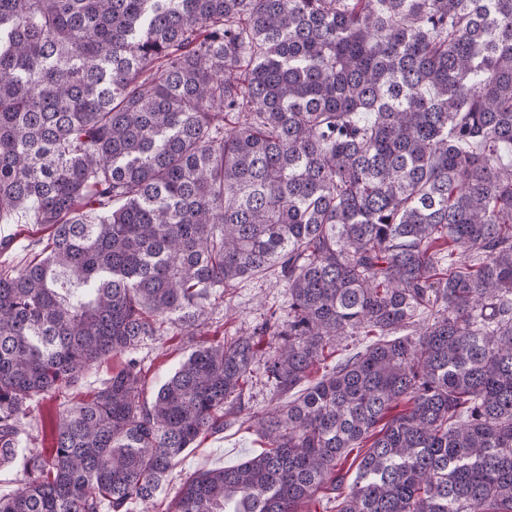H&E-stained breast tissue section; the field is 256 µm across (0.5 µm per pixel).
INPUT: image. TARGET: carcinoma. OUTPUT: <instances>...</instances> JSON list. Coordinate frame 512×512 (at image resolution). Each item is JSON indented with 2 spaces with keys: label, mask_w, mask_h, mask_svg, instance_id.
Listing matches in <instances>:
<instances>
[{
  "label": "carcinoma",
  "mask_w": 512,
  "mask_h": 512,
  "mask_svg": "<svg viewBox=\"0 0 512 512\" xmlns=\"http://www.w3.org/2000/svg\"><path fill=\"white\" fill-rule=\"evenodd\" d=\"M512 0H0V466L29 403L279 271L288 313L136 359L55 416L0 512L150 508L246 410L266 450L170 512H512ZM458 259L443 266L440 246ZM377 340L295 394L326 353ZM408 408L396 413L400 403ZM43 236V229L37 224H1L0 241L12 239L8 253H0V266L12 270L19 269L39 250L38 239ZM267 341L260 344L261 352L258 356V360L253 367V373L251 378L244 387V401L246 406L251 408V411H260L273 405L275 401H272L273 388L266 382L264 376L263 364L268 352Z\"/></svg>",
  "instance_id": "obj_1"
}]
</instances>
